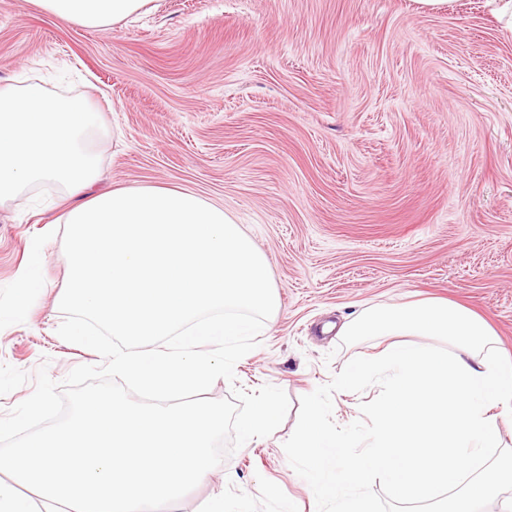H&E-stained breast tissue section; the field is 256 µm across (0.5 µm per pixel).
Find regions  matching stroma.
<instances>
[{"label": "stroma", "instance_id": "stroma-1", "mask_svg": "<svg viewBox=\"0 0 512 512\" xmlns=\"http://www.w3.org/2000/svg\"><path fill=\"white\" fill-rule=\"evenodd\" d=\"M89 98L109 136L99 188L183 187L223 205L270 264L279 303L257 348L216 380L285 391L261 443L226 457L181 512L224 493L231 512H333L288 436L311 398L349 461L369 444L377 376L343 370L374 336L324 332L358 315L444 298L485 317L512 353V31L487 0H151L94 29L0 0V82ZM0 204V416L94 351L59 337L67 283L59 186ZM44 281L23 306L15 282ZM275 496H267L265 486Z\"/></svg>", "mask_w": 512, "mask_h": 512}]
</instances>
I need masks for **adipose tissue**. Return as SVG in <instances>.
Listing matches in <instances>:
<instances>
[{
    "instance_id": "obj_1",
    "label": "adipose tissue",
    "mask_w": 512,
    "mask_h": 512,
    "mask_svg": "<svg viewBox=\"0 0 512 512\" xmlns=\"http://www.w3.org/2000/svg\"><path fill=\"white\" fill-rule=\"evenodd\" d=\"M57 18L104 27L141 14L150 0H32ZM345 336H381L387 346L345 369L342 384L390 372L376 404L371 444L345 468L343 440L323 425L311 401L288 440L302 449L317 492L384 479L410 512H492L512 491V448L499 425L512 419V356L499 352L491 327L470 309L428 299L378 310L343 324Z\"/></svg>"
}]
</instances>
